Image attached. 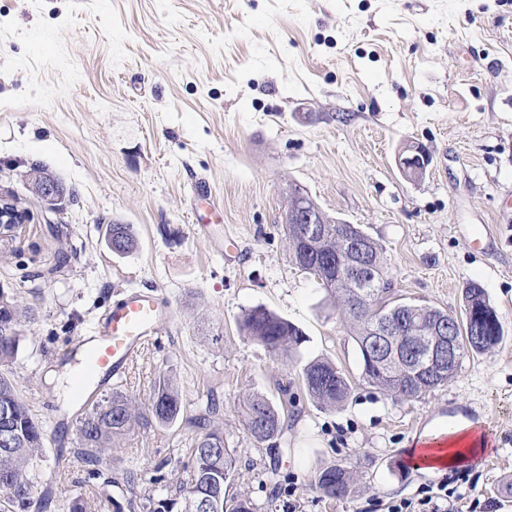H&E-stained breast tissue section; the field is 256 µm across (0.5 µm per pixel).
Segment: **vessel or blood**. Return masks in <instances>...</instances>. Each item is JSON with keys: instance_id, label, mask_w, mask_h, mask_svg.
<instances>
[{"instance_id": "1", "label": "vessel or blood", "mask_w": 512, "mask_h": 512, "mask_svg": "<svg viewBox=\"0 0 512 512\" xmlns=\"http://www.w3.org/2000/svg\"><path fill=\"white\" fill-rule=\"evenodd\" d=\"M171 305L155 292L129 290L113 303L88 335L80 337L69 363L74 405H87L121 380L160 325L171 321Z\"/></svg>"}]
</instances>
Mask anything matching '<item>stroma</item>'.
<instances>
[{"label": "stroma", "instance_id": "1", "mask_svg": "<svg viewBox=\"0 0 512 512\" xmlns=\"http://www.w3.org/2000/svg\"><path fill=\"white\" fill-rule=\"evenodd\" d=\"M408 145L429 157L421 179L398 166ZM35 165L67 196H33L22 174ZM199 178L224 211L220 251L196 231ZM296 187L385 246L396 297L458 315L479 283L502 343L416 398L365 382L333 299L289 258ZM10 193L28 218L0 246V288L35 314L11 376L48 423L43 484L57 497L92 503L103 487L76 459L62 361L130 287L157 290L175 316L119 388L141 411L162 378L183 396L176 423L142 419L112 451L136 493L188 479L192 420L208 412L237 459L226 496L253 512H388L443 483L455 512H512V0H0ZM112 222L134 226L137 251L112 253ZM258 305L304 342L273 353L244 336ZM315 359L349 378L341 406L307 395ZM252 392L295 398L278 439L248 435ZM463 420L490 434L484 455L442 474L406 463L426 429ZM331 465L352 472L340 499L315 487Z\"/></svg>", "mask_w": 512, "mask_h": 512}]
</instances>
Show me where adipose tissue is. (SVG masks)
Returning a JSON list of instances; mask_svg holds the SVG:
<instances>
[{
	"instance_id": "obj_1",
	"label": "adipose tissue",
	"mask_w": 512,
	"mask_h": 512,
	"mask_svg": "<svg viewBox=\"0 0 512 512\" xmlns=\"http://www.w3.org/2000/svg\"><path fill=\"white\" fill-rule=\"evenodd\" d=\"M490 446L489 439L477 433L475 424L462 421L450 430L424 434L416 447L407 452L408 460L422 470H444L464 460L481 456Z\"/></svg>"
}]
</instances>
